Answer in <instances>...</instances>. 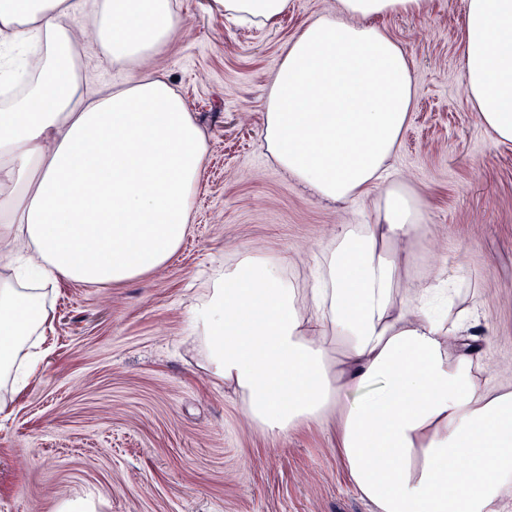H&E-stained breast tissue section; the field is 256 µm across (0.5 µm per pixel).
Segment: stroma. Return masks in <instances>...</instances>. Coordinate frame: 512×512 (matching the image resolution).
<instances>
[{
    "mask_svg": "<svg viewBox=\"0 0 512 512\" xmlns=\"http://www.w3.org/2000/svg\"><path fill=\"white\" fill-rule=\"evenodd\" d=\"M337 0H292L264 25L239 24L212 0H179L182 23L140 64L167 77L205 133L193 220L167 262L120 283L49 286L41 362L0 394V512H375L348 483L336 420L277 438L202 367L188 309L241 253L282 256L297 287L339 225L377 221L378 188L319 198L268 152L262 116L288 42ZM465 0H431L426 16L381 24L404 45L415 98L384 172L421 205L404 245L402 285L455 268L457 307L476 309L491 384L512 385V143L472 108L461 62ZM86 91L127 82L92 34L80 37Z\"/></svg>",
    "mask_w": 512,
    "mask_h": 512,
    "instance_id": "1",
    "label": "stroma"
}]
</instances>
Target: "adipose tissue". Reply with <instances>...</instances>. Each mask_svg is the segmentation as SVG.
Wrapping results in <instances>:
<instances>
[{"label":"adipose tissue","instance_id":"adipose-tissue-1","mask_svg":"<svg viewBox=\"0 0 512 512\" xmlns=\"http://www.w3.org/2000/svg\"><path fill=\"white\" fill-rule=\"evenodd\" d=\"M266 23L290 0H214ZM311 17L272 73L263 137L280 166L323 198L376 183L415 95L412 62L379 19L427 15L430 0H339ZM175 0H0V388L45 320L43 283L108 284L163 264L185 237L205 137L163 76H136L87 97L78 33L112 63L135 64L180 24ZM461 52L469 97L496 142L512 143V0H465ZM374 224L341 226L299 288L281 258L247 252L192 310L204 367L234 388L271 437L336 418L351 485L377 512H506L512 389L479 383L476 316L428 307V284L402 285L397 246L421 220L395 185ZM341 352H334V345Z\"/></svg>","mask_w":512,"mask_h":512}]
</instances>
